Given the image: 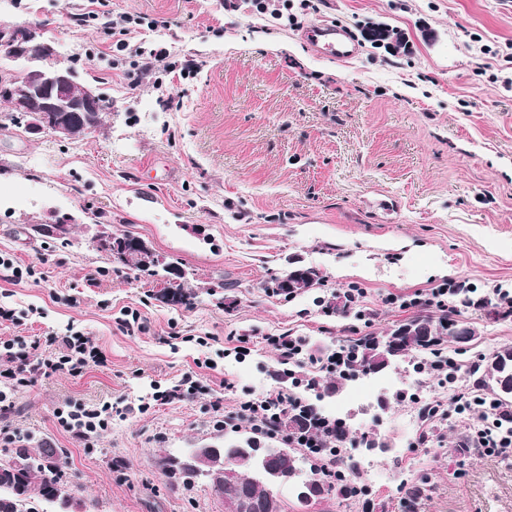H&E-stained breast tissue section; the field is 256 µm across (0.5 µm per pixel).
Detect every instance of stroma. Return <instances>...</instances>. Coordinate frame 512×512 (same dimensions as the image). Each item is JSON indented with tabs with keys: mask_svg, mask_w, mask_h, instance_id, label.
I'll return each mask as SVG.
<instances>
[{
	"mask_svg": "<svg viewBox=\"0 0 512 512\" xmlns=\"http://www.w3.org/2000/svg\"><path fill=\"white\" fill-rule=\"evenodd\" d=\"M101 2L108 19L158 20L141 39L196 75L145 71L129 86L100 52L101 23L72 20L89 0H0V27L42 25L78 83L112 103L97 129L64 140L10 123L0 100V252L47 273L38 283L0 278V302L39 311L0 323V338L72 327L107 357L81 377L22 390L10 421L31 448L67 452L63 481L87 512H224L208 478L184 482L163 462L223 441L210 424L214 401L228 413L274 389L314 401L282 379L268 337L301 339L306 356L321 357L412 317L383 296L462 281L471 299L487 300L457 307L456 321L474 331L468 356L512 346V317L491 301L494 289L512 290V0H312L287 28L251 0ZM325 20L357 40L350 63L306 44V27ZM378 23L392 29L391 45L368 41ZM63 214L75 219L64 243L40 230ZM102 231L139 237L176 265L192 305L168 304L160 278L100 250ZM295 262L317 269L323 287L273 294ZM98 270L100 284L88 287ZM353 287L366 293L364 319L318 306ZM127 309L139 310L143 330L120 326ZM229 336L248 337L249 354L227 353ZM206 357L217 369L205 390L139 411L153 385ZM69 398L129 412L89 451L54 418ZM423 403L349 401L350 438L389 448L361 474L363 495L335 494L308 512H512V458L461 453L462 428L423 421ZM423 433L427 447H415ZM414 482L427 491L404 504Z\"/></svg>",
	"mask_w": 512,
	"mask_h": 512,
	"instance_id": "35a3bbf8",
	"label": "stroma"
}]
</instances>
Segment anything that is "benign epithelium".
Instances as JSON below:
<instances>
[{"mask_svg": "<svg viewBox=\"0 0 512 512\" xmlns=\"http://www.w3.org/2000/svg\"><path fill=\"white\" fill-rule=\"evenodd\" d=\"M0 44L17 54L27 64V73L0 86V98L9 102L12 112L28 120L33 131L49 130L61 139H76L94 130L90 113L98 110L99 93L83 88L72 101L70 87L73 71L58 59L52 40L42 27L27 24L24 34L14 27L0 29ZM192 467L204 470L214 487L237 477L224 449L204 444L192 449ZM254 472L262 480L275 483L280 470L274 456H247ZM281 503L274 496L257 497L244 488L233 498L224 500V512H280Z\"/></svg>", "mask_w": 512, "mask_h": 512, "instance_id": "benign-epithelium-1", "label": "benign epithelium"}]
</instances>
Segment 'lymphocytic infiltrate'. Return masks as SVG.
<instances>
[{
	"label": "lymphocytic infiltrate",
	"instance_id": "obj_1",
	"mask_svg": "<svg viewBox=\"0 0 512 512\" xmlns=\"http://www.w3.org/2000/svg\"><path fill=\"white\" fill-rule=\"evenodd\" d=\"M142 16H123L108 20L104 28L111 36L113 61L129 60L125 71L129 82H136L141 71L162 66L173 71L166 48H150L133 42L132 35L145 25ZM0 354L7 366L0 369V417L12 407V398L23 388L38 380L63 373L72 377L82 376L91 367H103L107 358L84 333L75 332L62 337L57 348L41 350L39 342H29L21 337L0 341ZM430 379L439 385L451 386L448 401H435L422 410L424 418L447 417L456 413L466 418V439L462 444L465 453L512 458V427H504L502 415L495 407L478 406L470 393L457 389L458 373L451 369L442 349H434L427 363ZM301 398L281 390H272L240 401L236 412L225 413L221 402L212 405L210 423L218 430H233L241 423H248L256 432L267 436L280 435V422L285 414L302 408ZM58 425L84 448L93 449L100 435L112 424V407L89 405L79 400L66 401L55 410Z\"/></svg>",
	"mask_w": 512,
	"mask_h": 512
}]
</instances>
